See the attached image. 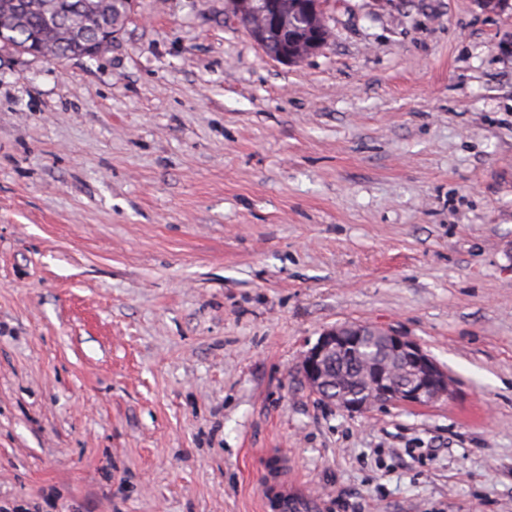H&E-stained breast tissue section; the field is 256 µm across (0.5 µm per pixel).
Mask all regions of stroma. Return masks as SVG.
Here are the masks:
<instances>
[{
	"label": "stroma",
	"instance_id": "35a3bbf8",
	"mask_svg": "<svg viewBox=\"0 0 512 512\" xmlns=\"http://www.w3.org/2000/svg\"><path fill=\"white\" fill-rule=\"evenodd\" d=\"M284 64L227 0H136L99 58L0 50V505L512 512V9L329 0ZM454 395L351 414L329 328ZM360 324L336 326L324 331L317 342L305 353L299 370L311 392L329 401V404L351 413L364 412L376 405L400 404L421 406L452 396V381L443 369L423 348L421 343L396 331L382 330L390 357L405 364L413 373L409 383H399L392 377L393 369L386 365L370 373L368 391L361 399L347 397L328 399L322 391L327 377L325 367L336 348H350L362 334Z\"/></svg>",
	"mask_w": 512,
	"mask_h": 512
}]
</instances>
